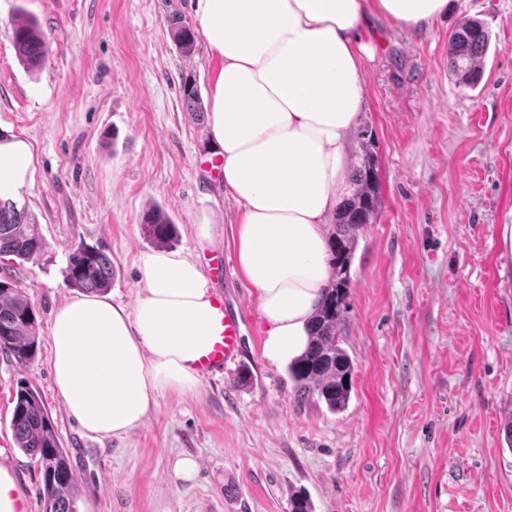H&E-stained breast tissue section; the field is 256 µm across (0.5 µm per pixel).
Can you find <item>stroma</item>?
Segmentation results:
<instances>
[{"instance_id": "obj_1", "label": "stroma", "mask_w": 512, "mask_h": 512, "mask_svg": "<svg viewBox=\"0 0 512 512\" xmlns=\"http://www.w3.org/2000/svg\"><path fill=\"white\" fill-rule=\"evenodd\" d=\"M21 12L51 42L34 69L12 43ZM175 12L195 20L192 0H0V137L33 148L20 206L47 243L12 268L37 312L39 354L24 368L0 356V460L27 512L42 504L41 473L11 429L23 383L69 456L77 512H156L163 501L171 512H291L298 495L313 512H512V266L499 258L512 218V0H448L418 30L380 15L365 26L374 53L362 61L359 125L378 155L381 206L351 265L341 336L355 371L340 413L297 403L286 366L261 354L256 293L235 258L238 207L201 168L208 125L180 93L191 75L210 101L217 61L201 38L183 56L168 30ZM468 19L490 36L474 88L448 68V36ZM151 208L175 226L170 249L203 269L223 257L210 291L239 317L243 351L192 393L156 397L135 431L95 439L53 383V315L82 295L63 270L79 242L104 246L109 294L133 304L155 248L141 222ZM179 455L198 458L194 482H173Z\"/></svg>"}]
</instances>
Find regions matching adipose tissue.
<instances>
[{
	"label": "adipose tissue",
	"mask_w": 512,
	"mask_h": 512,
	"mask_svg": "<svg viewBox=\"0 0 512 512\" xmlns=\"http://www.w3.org/2000/svg\"><path fill=\"white\" fill-rule=\"evenodd\" d=\"M219 61L210 138L239 207L236 261L266 324L263 357L281 363L307 344L306 323L331 270L326 226L346 191L348 153L363 103L368 14L408 28L448 0H194ZM34 172L31 144L0 139V200ZM145 288L130 306L74 298L51 324L56 390L97 438L141 427L150 399L194 391L195 360L213 319L198 264L159 249L142 259Z\"/></svg>",
	"instance_id": "ef3b65f1"
}]
</instances>
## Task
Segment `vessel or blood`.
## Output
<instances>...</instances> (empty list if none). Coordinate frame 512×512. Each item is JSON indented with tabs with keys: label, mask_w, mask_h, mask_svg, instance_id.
<instances>
[{
	"label": "vessel or blood",
	"mask_w": 512,
	"mask_h": 512,
	"mask_svg": "<svg viewBox=\"0 0 512 512\" xmlns=\"http://www.w3.org/2000/svg\"><path fill=\"white\" fill-rule=\"evenodd\" d=\"M213 308L214 318L210 334L193 363L194 369L205 377L223 372L242 353L237 318L225 310L223 298H214Z\"/></svg>",
	"instance_id": "vessel-or-blood-1"
}]
</instances>
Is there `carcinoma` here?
I'll use <instances>...</instances> for the list:
<instances>
[{"label":"carcinoma","instance_id":"obj_1","mask_svg":"<svg viewBox=\"0 0 512 512\" xmlns=\"http://www.w3.org/2000/svg\"><path fill=\"white\" fill-rule=\"evenodd\" d=\"M170 34L182 52L187 54L194 49L193 28L176 14L170 18ZM12 37L16 53L28 67L35 68L47 58L50 43L36 20L15 22ZM488 44L489 35L477 20H468L452 32L448 39V65L458 84L470 88L479 84ZM181 92L189 111L204 113L192 81H184ZM360 136L361 153L350 172L352 193L336 207V231L330 239L332 276L311 317L308 346L288 364L297 396L305 399L316 395L333 413L347 408L352 393L344 378L353 377L354 365L342 348L340 337L351 285L350 267L358 233L364 225L374 222L380 206L377 155L368 131H361ZM142 223L161 245L173 236L174 225L158 210L146 212ZM44 250V238L28 213L12 202L0 201V259L20 265ZM64 274L72 287L100 294L111 284L112 259L101 247L81 242L68 255ZM36 322V310L18 283L8 274L1 275L0 353L19 366L35 361ZM11 425L17 448L42 474L38 496L43 501V512H76L77 487L67 453L60 446L42 399L29 385L16 391Z\"/></svg>","mask_w":512,"mask_h":512}]
</instances>
